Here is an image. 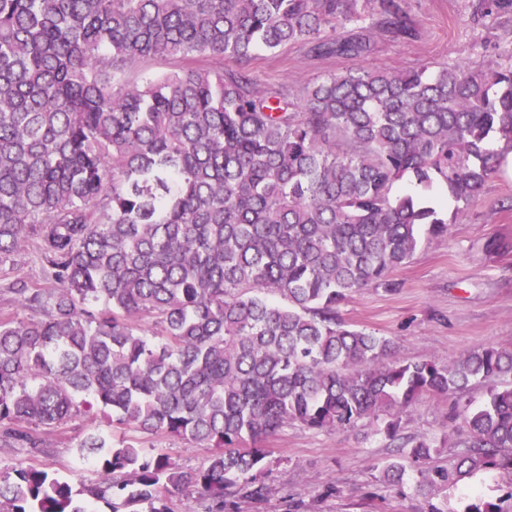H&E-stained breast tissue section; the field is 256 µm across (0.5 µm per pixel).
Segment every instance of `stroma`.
Masks as SVG:
<instances>
[{"label": "stroma", "instance_id": "obj_1", "mask_svg": "<svg viewBox=\"0 0 512 512\" xmlns=\"http://www.w3.org/2000/svg\"><path fill=\"white\" fill-rule=\"evenodd\" d=\"M472 3L404 0L417 38L402 42L377 37L370 53L361 58H318L296 43L273 55L257 52L247 68L258 84L296 92L325 75L358 67L402 72L463 63L478 68L512 45V13L473 23ZM15 275L39 287L49 284L40 259L22 252L15 258L13 275L0 277V311L18 310L7 291ZM393 279L396 291L361 289L341 305L340 316L390 338L403 358L445 362L481 345L512 348V176L497 172L448 235L423 243ZM448 406L444 399H420L403 414V433L439 434L448 424ZM94 429L110 431L106 420L79 414L46 434L41 451L24 455L0 447V471H10L23 459L68 481L96 482L97 473L77 448ZM130 438L144 448L166 449L186 470L199 468L209 454L208 449L169 436L134 432ZM266 448L269 467L260 477L265 497L257 504L236 503L235 512H421L430 503L441 512H463L475 495L500 501L504 512H512V502L505 498L512 478L505 474L479 473L426 498L415 491L419 474L412 465L402 487L389 486L383 468L394 450L367 422L328 432L291 426L271 438Z\"/></svg>", "mask_w": 512, "mask_h": 512}]
</instances>
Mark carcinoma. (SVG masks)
<instances>
[{
    "mask_svg": "<svg viewBox=\"0 0 512 512\" xmlns=\"http://www.w3.org/2000/svg\"><path fill=\"white\" fill-rule=\"evenodd\" d=\"M376 30L414 38L403 0H0V269L31 247L51 282L9 284L39 317H0V445L41 448L30 425L84 412L211 449L187 473L94 430L78 451L98 482L20 460L0 512H172L189 487L204 512L257 503L264 444L293 425L380 423L392 486L405 458L425 464L420 492L512 473V349L399 359L338 315L361 288L393 290L496 173L512 47L481 69H349L298 93L224 70L289 43L360 57ZM155 59L180 66L132 78ZM422 396L453 399L439 437L400 433Z\"/></svg>",
    "mask_w": 512,
    "mask_h": 512,
    "instance_id": "1",
    "label": "carcinoma"
}]
</instances>
